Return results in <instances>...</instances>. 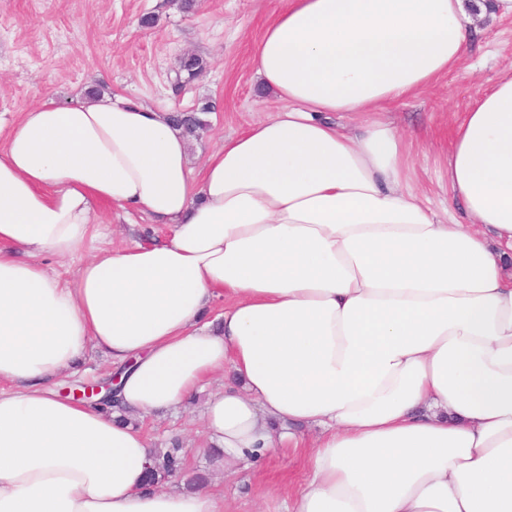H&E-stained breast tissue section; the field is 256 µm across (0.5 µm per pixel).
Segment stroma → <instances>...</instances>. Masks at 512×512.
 Here are the masks:
<instances>
[{
	"label": "stroma",
	"instance_id": "1",
	"mask_svg": "<svg viewBox=\"0 0 512 512\" xmlns=\"http://www.w3.org/2000/svg\"><path fill=\"white\" fill-rule=\"evenodd\" d=\"M276 4L195 0L184 10L177 0H0V125L11 126L36 103L63 102L100 84L161 110H203L206 126L190 141L191 163L200 167L224 137L271 114L247 58ZM146 16L152 26H142ZM476 26L461 67L388 114L398 132L414 135V174L437 201L444 197L437 178L448 155L450 114L466 111L512 66V18L488 14ZM186 53L200 57L203 69L181 80ZM138 424L153 446L180 442L188 470L204 473L223 493L227 512H283L280 489L298 488L305 476V453L285 448L225 473L223 460L194 446L201 426L196 402Z\"/></svg>",
	"mask_w": 512,
	"mask_h": 512
}]
</instances>
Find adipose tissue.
<instances>
[{"label": "adipose tissue", "instance_id": "obj_1", "mask_svg": "<svg viewBox=\"0 0 512 512\" xmlns=\"http://www.w3.org/2000/svg\"><path fill=\"white\" fill-rule=\"evenodd\" d=\"M486 13L512 0H283L249 57L278 108L198 170L105 92L0 133V512H224L149 483L130 422L201 391L225 471L307 449L286 512H512V69L455 121L441 204L386 117ZM102 204L170 233L109 246ZM90 351L107 412L52 390Z\"/></svg>", "mask_w": 512, "mask_h": 512}]
</instances>
